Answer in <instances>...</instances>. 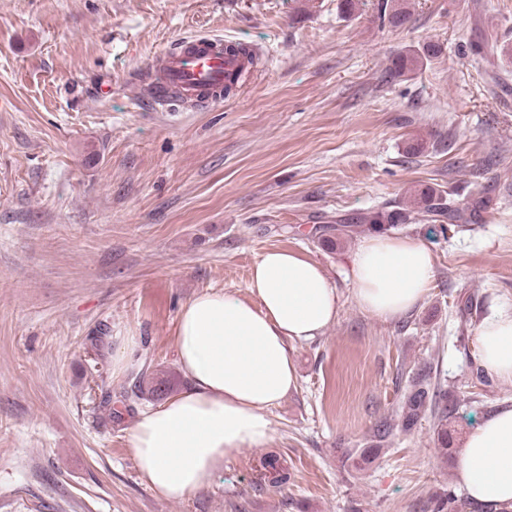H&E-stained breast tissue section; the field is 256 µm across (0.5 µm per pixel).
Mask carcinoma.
Here are the masks:
<instances>
[{
	"mask_svg": "<svg viewBox=\"0 0 512 512\" xmlns=\"http://www.w3.org/2000/svg\"><path fill=\"white\" fill-rule=\"evenodd\" d=\"M410 13L403 3L381 5L380 19L388 21L397 27L404 25ZM437 53L435 46L427 45L423 49H409L396 53L391 60L389 77L399 79L424 65V60ZM423 214L434 223L439 224L440 232L445 233L451 228H463L461 222L464 209L448 200V197L438 194L430 189L422 190L409 197L401 207L391 211H369L350 218L353 224H362L366 229L376 227H395L406 224L414 219V215ZM172 389V382L162 372H150L141 375L135 397L142 399H162ZM452 414V406L448 404V386L442 382L440 373L433 367L421 370L410 383V389L403 396L401 410H399V423L394 425L384 419L375 425L373 438L375 444L361 449L360 458L369 461L378 455L381 443L386 441L394 428L408 433L425 417L429 416L436 421L437 451L446 460L453 459L455 449L451 448V436L448 433V418ZM458 496L454 490L448 494L438 496L432 501V512H457Z\"/></svg>",
	"mask_w": 512,
	"mask_h": 512,
	"instance_id": "1",
	"label": "carcinoma"
}]
</instances>
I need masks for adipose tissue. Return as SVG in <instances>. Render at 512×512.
<instances>
[{
	"label": "adipose tissue",
	"instance_id": "ef3b65f1",
	"mask_svg": "<svg viewBox=\"0 0 512 512\" xmlns=\"http://www.w3.org/2000/svg\"><path fill=\"white\" fill-rule=\"evenodd\" d=\"M348 275L359 307L391 320L421 305L434 265L420 240L373 234L357 246ZM247 288L244 299L211 291L180 309L173 345L185 384L129 433L135 465L156 495L187 498L226 458L265 446L273 409L297 386L293 345L321 336L339 312L340 294L324 268L297 251L264 253ZM478 358L487 373L512 383V309L481 322ZM456 473L482 512H512V405L466 434Z\"/></svg>",
	"mask_w": 512,
	"mask_h": 512
}]
</instances>
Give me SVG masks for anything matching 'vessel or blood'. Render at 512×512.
<instances>
[{
    "mask_svg": "<svg viewBox=\"0 0 512 512\" xmlns=\"http://www.w3.org/2000/svg\"><path fill=\"white\" fill-rule=\"evenodd\" d=\"M253 63V55L242 52L235 42L218 37L186 38L160 57L151 94L164 105L191 101L207 106L223 100L226 90L237 89L241 75Z\"/></svg>",
    "mask_w": 512,
    "mask_h": 512,
    "instance_id": "vessel-or-blood-1",
    "label": "vessel or blood"
}]
</instances>
